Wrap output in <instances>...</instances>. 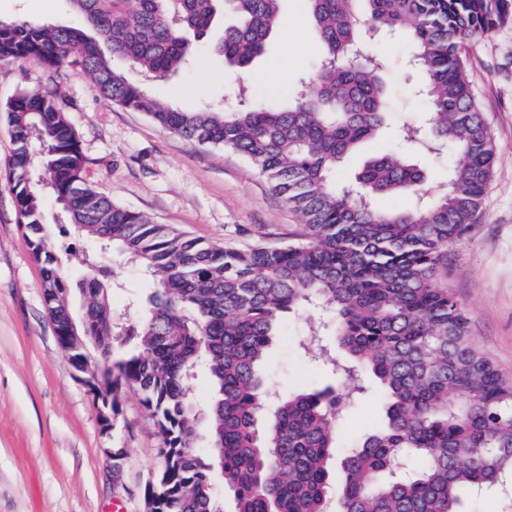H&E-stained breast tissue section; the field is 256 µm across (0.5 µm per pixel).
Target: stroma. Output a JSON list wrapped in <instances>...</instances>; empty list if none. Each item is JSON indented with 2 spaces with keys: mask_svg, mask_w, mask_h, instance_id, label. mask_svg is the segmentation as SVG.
Segmentation results:
<instances>
[{
  "mask_svg": "<svg viewBox=\"0 0 512 512\" xmlns=\"http://www.w3.org/2000/svg\"><path fill=\"white\" fill-rule=\"evenodd\" d=\"M283 25L249 70L232 71L197 47L191 67L151 83V93L181 107L206 102L231 108L239 84L260 79L274 91L296 94L316 70L322 53L307 0H282ZM0 19L72 24L66 0H0ZM363 39L385 61L380 80L390 114L363 154L395 149L396 130L421 124L429 105L419 92L423 75L410 62L402 33L366 31ZM466 73L495 140L496 161L482 210L467 234L448 249L443 283L465 308L475 344L512 378V23L489 37L465 43ZM34 89L56 93L86 159L84 177L115 203L168 224L187 237L244 247L262 240L282 245L303 231L300 218L268 189L242 155L186 140L159 128L145 113L103 99L77 65L47 67L25 59L0 63V512H104L120 500L126 512H143L145 485L159 465L158 429L140 396L126 392L111 428H103L98 404L78 380L57 339L8 181L14 149L5 107ZM50 242L70 282L95 246L60 234L63 218L45 201ZM107 265L119 282L112 288L115 317L124 318L131 295L145 292V276L115 255ZM310 312L288 316L284 338L270 348L263 373L268 402L325 386L343 389L321 361L304 356L298 341ZM384 413L368 395L340 419L341 448L359 443ZM125 451L113 474L107 449Z\"/></svg>",
  "mask_w": 512,
  "mask_h": 512,
  "instance_id": "1",
  "label": "stroma"
}]
</instances>
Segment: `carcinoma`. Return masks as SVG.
I'll return each instance as SVG.
<instances>
[{
  "label": "carcinoma",
  "instance_id": "obj_1",
  "mask_svg": "<svg viewBox=\"0 0 512 512\" xmlns=\"http://www.w3.org/2000/svg\"><path fill=\"white\" fill-rule=\"evenodd\" d=\"M76 26L0 21V61L77 63L99 93L144 112L166 131L245 156L271 191L298 212L305 230L287 245L244 249L188 238L121 207L84 181L79 140L54 98L24 93L6 108L15 148L9 180L26 238L41 266L52 321L67 333L71 284L43 223L48 190L67 223L127 256L154 282L118 330L104 277L92 265L81 285L89 303L78 336L63 339L80 380L112 396L138 392L161 436L159 466L145 512H218L209 463L195 450L199 416L224 467L236 512H465L481 493L512 484V383L476 347L459 302L441 284L447 250L480 212L495 143L467 80L463 45L512 22V0H307L325 53L292 104L280 106L250 86L228 111L179 108L145 85L195 59L197 40L220 13L234 18L215 51L247 69L282 23V0H67ZM409 34L425 81L429 128L403 127L408 151L368 159L338 187L336 168L374 138L389 107L382 59L363 30ZM125 58L141 79L112 66ZM451 150L443 190L429 186L410 155ZM423 198L387 211L386 196ZM325 307L301 343L353 385L301 391L265 419L261 366L285 314ZM335 336L345 356L321 345ZM97 348L92 361L86 350ZM206 367L212 395L190 393L192 371ZM375 383L382 425L340 461L336 422L345 405Z\"/></svg>",
  "mask_w": 512,
  "mask_h": 512
}]
</instances>
